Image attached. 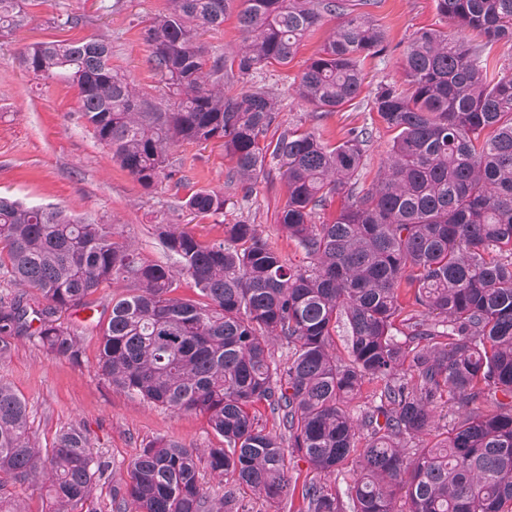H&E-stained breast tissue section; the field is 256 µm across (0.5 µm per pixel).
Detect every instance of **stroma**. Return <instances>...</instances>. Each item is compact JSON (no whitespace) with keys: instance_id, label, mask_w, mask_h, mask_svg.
<instances>
[{"instance_id":"35a3bbf8","label":"stroma","mask_w":512,"mask_h":512,"mask_svg":"<svg viewBox=\"0 0 512 512\" xmlns=\"http://www.w3.org/2000/svg\"><path fill=\"white\" fill-rule=\"evenodd\" d=\"M168 8V0H120L112 12L101 0H31L26 27L0 41V194L30 205H56L67 213L112 225L148 262H169L156 236L159 224L188 226L204 240L223 238L228 224L256 225L262 236L277 241L286 258L305 264L306 258L279 226L287 195L278 172L259 180L252 192L229 183L233 168L221 146L184 143L169 154L173 178L147 191L114 161L78 117L75 85L43 80L28 73L18 61L25 45L49 40H81L103 36L112 42V66L134 80L143 93L156 96L162 82L147 62L148 49L141 30ZM386 32V56L366 60L365 83L358 98L334 112H316L301 102L294 88L309 59L327 39L333 24L325 22L303 40L294 60L249 76V83L266 87L278 102L280 127L313 131L329 143L346 138L351 130H365L368 142L357 173L359 186H369L387 156L393 131L386 128L368 101L377 86L400 79L401 54L419 28L447 30L435 0H371L357 4ZM65 13L82 16L75 28L58 25ZM198 190H217L226 198L218 216L197 217L184 207L185 198ZM124 284L101 289L89 309L61 314L81 343L79 360L58 359L43 350L36 337H16L8 357L0 359V381L25 398L29 424L40 448L51 447L56 433L73 424L83 425L93 456L104 463V477L94 488L91 508L112 512V493L129 480L130 465L143 448L158 438L175 439L195 450L200 480L214 502L234 492L246 512H307L303 491L309 483H325L342 506H349L348 488L356 463L331 477H323L295 455H288V493L280 503L240 491L230 479L215 476L208 466V451L222 440L204 415L175 412L149 405L140 397L117 390L97 371L100 339L95 324L113 295Z\"/></svg>"}]
</instances>
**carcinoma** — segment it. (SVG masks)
Returning <instances> with one entry per match:
<instances>
[{"label": "carcinoma", "instance_id": "1", "mask_svg": "<svg viewBox=\"0 0 512 512\" xmlns=\"http://www.w3.org/2000/svg\"><path fill=\"white\" fill-rule=\"evenodd\" d=\"M27 0H0V38L26 23ZM244 33L233 58L211 54L201 35L232 7ZM458 33L422 28L405 47L401 81L379 85L371 109L396 132L372 184L358 186L366 133L334 145L314 132L266 134L277 101L247 84L254 71L288 65L303 37L337 19L323 48L299 75L298 97L333 112L359 96L361 63L387 52L384 30L348 0H170L143 28L148 63L164 97L143 94L112 69V42L43 41L19 60L44 80L79 90L80 118L145 190L172 178L168 155L181 143L223 142L229 180L252 191L278 166L287 202L280 229L309 259L295 266L253 224L224 225V239L201 241L174 224L156 235L176 264L142 260L112 225L54 206L0 196V274L37 291L0 297V358L29 330L45 351L76 361L81 344L57 313L123 282L98 322L99 375L112 387L172 411L207 417L224 447L211 472L276 504L288 489L286 456L323 476L357 459L353 512H512V67L491 58L512 41V0H436ZM336 196L331 224L313 217ZM224 193L199 190L184 206L224 213ZM196 297L175 296L180 278ZM412 290V343L394 333L399 290ZM348 329L346 354L333 348ZM448 337L445 343L435 341ZM293 347L285 370L271 344ZM410 373L414 383L404 381ZM367 384L380 404L357 421L350 404ZM457 421L436 429L438 405ZM264 403L287 435L267 431L250 408ZM368 442L358 447L360 430ZM433 436L409 458L403 442ZM103 475L79 426L60 431L44 452L29 432L28 406L0 383V512H23L4 496L44 478L62 506H82ZM308 512H342L321 484L305 488ZM117 512H224L198 480L197 456L171 439L148 444L132 464Z\"/></svg>", "mask_w": 512, "mask_h": 512}]
</instances>
